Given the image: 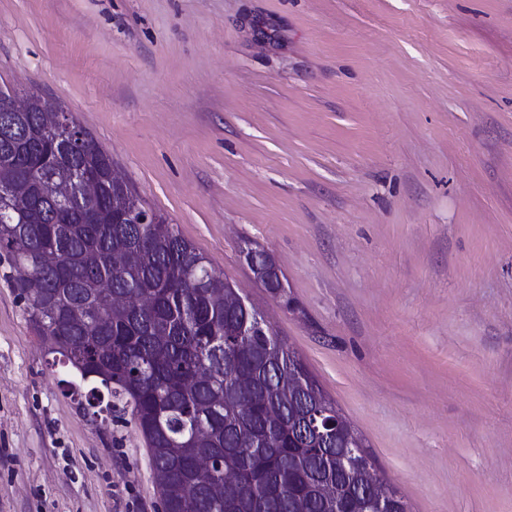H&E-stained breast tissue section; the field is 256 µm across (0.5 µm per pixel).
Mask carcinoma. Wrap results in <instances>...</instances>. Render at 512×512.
<instances>
[{
    "instance_id": "obj_1",
    "label": "carcinoma",
    "mask_w": 512,
    "mask_h": 512,
    "mask_svg": "<svg viewBox=\"0 0 512 512\" xmlns=\"http://www.w3.org/2000/svg\"><path fill=\"white\" fill-rule=\"evenodd\" d=\"M49 101L33 95L18 130L0 115V252L25 271L18 283L45 348L74 379L83 403L99 389L131 407L169 512H330L322 499L288 497L320 477L343 486L372 464L361 437L322 446L304 433L314 410L338 413L303 360L162 216L116 224L140 198L112 178V158L89 131L67 158L70 192L56 189L58 145L76 121L49 124ZM98 176L94 197L80 175ZM260 269L276 267L246 246ZM96 255L92 263L85 255ZM272 433L276 447L266 448ZM362 512H407L396 489Z\"/></svg>"
}]
</instances>
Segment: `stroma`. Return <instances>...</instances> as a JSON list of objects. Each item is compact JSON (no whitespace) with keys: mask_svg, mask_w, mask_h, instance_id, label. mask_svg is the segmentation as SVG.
<instances>
[{"mask_svg":"<svg viewBox=\"0 0 512 512\" xmlns=\"http://www.w3.org/2000/svg\"><path fill=\"white\" fill-rule=\"evenodd\" d=\"M1 86L94 136L407 512H512V0H0ZM17 276L0 256V512H160L131 416L66 395ZM246 251H248V253L251 254L252 259H251V256H248L246 254L247 253ZM246 251L243 253V260L248 267H249V265L251 266L252 261H253V263L256 266H258L259 269L274 268V267L278 268L274 257L271 254H269L268 252H266L265 250L260 249L258 246L253 247L252 244H247ZM279 271H280V269H279ZM280 274L286 284V280L283 277V274L281 273V271H280ZM285 284L284 283L282 284L281 280L278 277H276L275 281H269V282L262 281V287L265 288L269 293L273 294L274 296H279V295L280 296H288V292L286 291Z\"/></svg>","mask_w":512,"mask_h":512,"instance_id":"obj_1","label":"stroma"}]
</instances>
